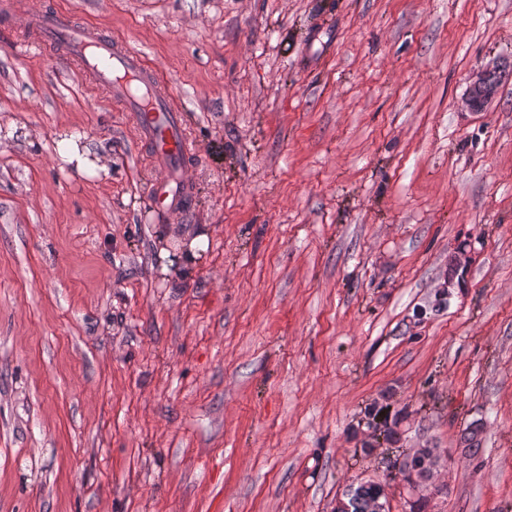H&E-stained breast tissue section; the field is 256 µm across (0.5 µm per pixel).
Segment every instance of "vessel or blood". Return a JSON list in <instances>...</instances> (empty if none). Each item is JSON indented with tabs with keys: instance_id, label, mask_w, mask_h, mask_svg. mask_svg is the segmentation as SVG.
Returning <instances> with one entry per match:
<instances>
[{
	"instance_id": "1",
	"label": "vessel or blood",
	"mask_w": 512,
	"mask_h": 512,
	"mask_svg": "<svg viewBox=\"0 0 512 512\" xmlns=\"http://www.w3.org/2000/svg\"><path fill=\"white\" fill-rule=\"evenodd\" d=\"M11 27L32 33L39 48L68 62L88 86L131 113L138 142L156 171L150 187L154 207L173 216L189 211L194 188L188 169L195 149L179 95L158 70L111 32L79 22L68 11L19 12Z\"/></svg>"
}]
</instances>
